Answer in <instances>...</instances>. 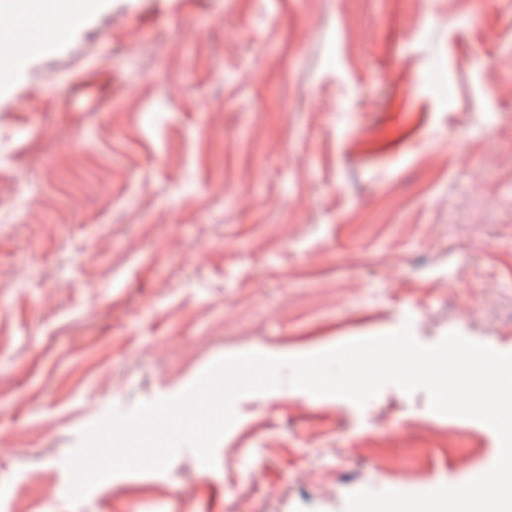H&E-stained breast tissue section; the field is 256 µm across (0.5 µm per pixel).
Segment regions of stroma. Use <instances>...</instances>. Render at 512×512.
<instances>
[{
	"instance_id": "35a3bbf8",
	"label": "stroma",
	"mask_w": 512,
	"mask_h": 512,
	"mask_svg": "<svg viewBox=\"0 0 512 512\" xmlns=\"http://www.w3.org/2000/svg\"><path fill=\"white\" fill-rule=\"evenodd\" d=\"M11 68L0 512H346L493 466L426 391L286 381L236 400L214 466L184 446L74 504L66 460L229 356L406 323L512 354V0H96Z\"/></svg>"
}]
</instances>
